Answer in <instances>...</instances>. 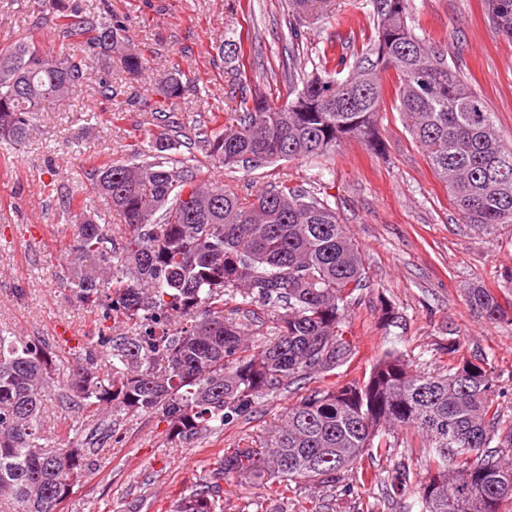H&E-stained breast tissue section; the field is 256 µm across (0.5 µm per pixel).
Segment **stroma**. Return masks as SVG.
<instances>
[{
	"mask_svg": "<svg viewBox=\"0 0 512 512\" xmlns=\"http://www.w3.org/2000/svg\"><path fill=\"white\" fill-rule=\"evenodd\" d=\"M107 4L124 17L130 47L148 61L145 73L133 78L113 69L109 100L83 86L69 98L47 102L25 145L0 149V328L58 343L57 384L42 418L44 442L52 450L74 448L100 423L111 422L114 429L61 512H166L225 449L259 446L308 389L362 376L389 349L400 351L415 372L449 363L442 349L451 344L462 356L487 357L503 418L512 423V307L503 319L489 321L468 303L475 287L512 299V224L482 230L461 223L390 94L371 148L351 139L325 157L231 168L213 165L200 145L190 149L202 177L241 198L280 185L315 188L327 197L365 253L368 286L356 292L349 311L348 336L357 349L350 367L262 399L249 417L190 445L168 443L165 423L154 416L68 408L64 384L79 355L97 349L101 328L98 313L74 301L67 286L71 214L80 202L102 208L86 189L87 172L132 159L150 128L155 81L172 68L204 88L170 114L189 135L223 127L235 85L261 90L276 104L288 98L284 0ZM408 14L414 32L472 81L504 139L512 141V38L493 23L485 0H409ZM371 15V0H316L299 21L307 75L321 73L322 51L331 41L348 37L351 52L361 51L375 34ZM26 36L49 55L68 47L53 28L46 0H0V45ZM227 39L243 42V58L218 56ZM385 303L397 314L387 326L381 320ZM59 325L71 331L70 341L58 342ZM391 468L375 459V481L359 495L337 494L334 512H381Z\"/></svg>",
	"mask_w": 512,
	"mask_h": 512,
	"instance_id": "35a3bbf8",
	"label": "stroma"
}]
</instances>
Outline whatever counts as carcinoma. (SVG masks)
Returning a JSON list of instances; mask_svg holds the SVG:
<instances>
[{
  "instance_id": "obj_1",
  "label": "carcinoma",
  "mask_w": 512,
  "mask_h": 512,
  "mask_svg": "<svg viewBox=\"0 0 512 512\" xmlns=\"http://www.w3.org/2000/svg\"><path fill=\"white\" fill-rule=\"evenodd\" d=\"M48 4L55 31L80 52L47 55L32 37L0 48V145L15 150L42 105L91 81L98 50L117 47L124 31L103 8L94 14L79 0ZM486 4L511 37L512 0ZM407 14L408 0H372L374 39L344 80L336 74L346 57L326 54L323 76L288 72L302 88L281 106L239 90L224 128L202 133L208 157L224 166L304 160L334 153L348 138L369 143L384 102L382 74L391 70L395 107L463 223H512V144L481 93L417 37ZM119 62L131 76L145 69L132 50ZM157 92L159 132L147 147L88 173L106 208L122 216L124 232L95 214H73L72 295L134 332L117 342L99 336L112 377L90 369L96 353L89 350L67 387L79 409L158 414L170 439L191 443L250 416L258 400L354 357L347 317L354 293L367 286L365 258L317 191L272 188L244 202L198 177L175 158L182 143L163 120L164 107L179 104L187 86L171 73ZM228 298L236 306L226 312ZM468 298L487 319L504 316L489 289L472 288ZM256 303L271 308L272 326L253 348L248 330L266 325L250 309ZM57 360L44 338L0 332V502L13 512H57L100 442L112 438L110 430L90 432L82 448L42 447L41 413ZM493 387L483 357L414 373L388 351L368 376L314 389L288 406L265 446L224 451L169 512H224L232 475L275 493V512H288L293 486L357 495L376 477L365 461L391 456L398 428L425 439L429 451L423 477L393 465V495H411L417 512H503L512 503V424L502 425Z\"/></svg>"
}]
</instances>
